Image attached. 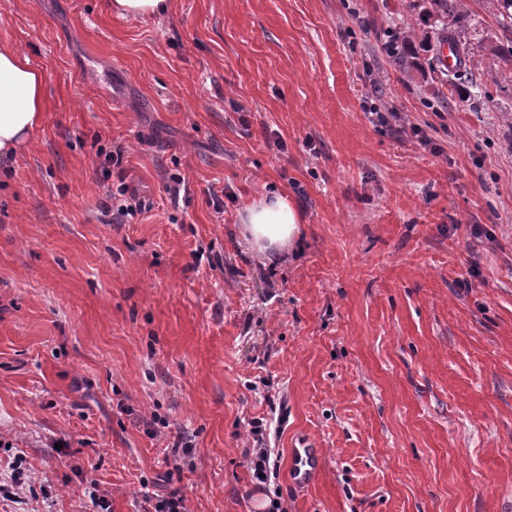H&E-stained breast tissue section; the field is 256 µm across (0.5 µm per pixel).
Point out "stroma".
<instances>
[{
    "label": "stroma",
    "instance_id": "stroma-1",
    "mask_svg": "<svg viewBox=\"0 0 512 512\" xmlns=\"http://www.w3.org/2000/svg\"><path fill=\"white\" fill-rule=\"evenodd\" d=\"M447 26L459 97L429 64ZM511 37L485 0H0L46 75L0 159V512H512ZM267 187L302 216L274 268L239 234ZM108 7L119 17L138 19L168 11L170 0H109ZM464 33L461 30L458 29H452L446 27L445 29L441 30V32L438 34L437 42L438 45H436V48L433 49L435 52L433 53L431 63L435 66V68H441L445 67L442 63L441 55H440V49L441 45L445 42H452L455 46V49L457 51L458 57H459V64L456 66V56L453 52L452 47L449 44H445L442 48V58L444 64L449 69L455 68V70L452 71V74L456 76V78H461V76H465L468 73L467 70V64H466V42L464 39ZM463 73V74H461ZM460 76V77H457ZM304 448H294V464L293 476L291 477L297 483L306 484L310 481L313 471L316 467L318 448H307L308 445L303 444ZM144 503H147L149 507L153 509V512H185L184 507V496L179 490L172 491L169 496L160 498H154L150 496H144ZM155 499V502H153Z\"/></svg>",
    "mask_w": 512,
    "mask_h": 512
}]
</instances>
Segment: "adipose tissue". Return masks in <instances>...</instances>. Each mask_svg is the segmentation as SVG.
<instances>
[{"label": "adipose tissue", "instance_id": "1", "mask_svg": "<svg viewBox=\"0 0 512 512\" xmlns=\"http://www.w3.org/2000/svg\"><path fill=\"white\" fill-rule=\"evenodd\" d=\"M44 73L29 57L0 45V157L25 145L44 112ZM301 215L279 190L262 192L243 209L240 234L247 248L274 266L286 261L298 243Z\"/></svg>", "mask_w": 512, "mask_h": 512}]
</instances>
